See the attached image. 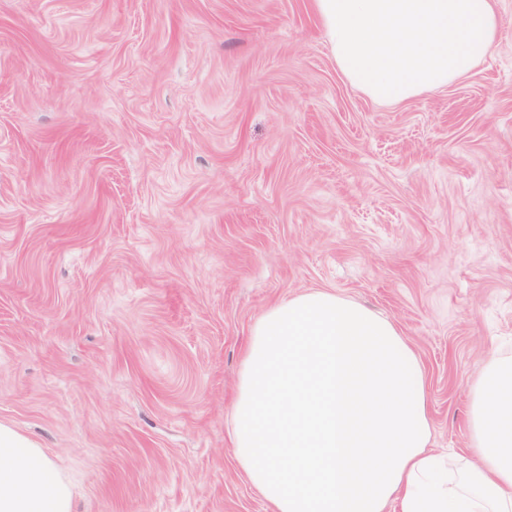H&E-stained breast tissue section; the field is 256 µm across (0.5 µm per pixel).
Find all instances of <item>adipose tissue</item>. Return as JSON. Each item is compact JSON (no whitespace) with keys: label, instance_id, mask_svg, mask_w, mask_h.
<instances>
[{"label":"adipose tissue","instance_id":"1","mask_svg":"<svg viewBox=\"0 0 512 512\" xmlns=\"http://www.w3.org/2000/svg\"><path fill=\"white\" fill-rule=\"evenodd\" d=\"M336 65L394 104L469 74L498 37L496 0H313ZM466 449L432 448L419 359L395 324L327 290L271 304L241 357L239 469L271 512H512V352L468 382ZM0 512H73L42 448L0 422Z\"/></svg>","mask_w":512,"mask_h":512}]
</instances>
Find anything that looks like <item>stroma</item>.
Here are the masks:
<instances>
[{"mask_svg": "<svg viewBox=\"0 0 512 512\" xmlns=\"http://www.w3.org/2000/svg\"><path fill=\"white\" fill-rule=\"evenodd\" d=\"M379 104L312 0H0V421L74 512H270L229 436L267 307L330 289L417 351L432 445L512 347V0Z\"/></svg>", "mask_w": 512, "mask_h": 512, "instance_id": "obj_1", "label": "stroma"}]
</instances>
